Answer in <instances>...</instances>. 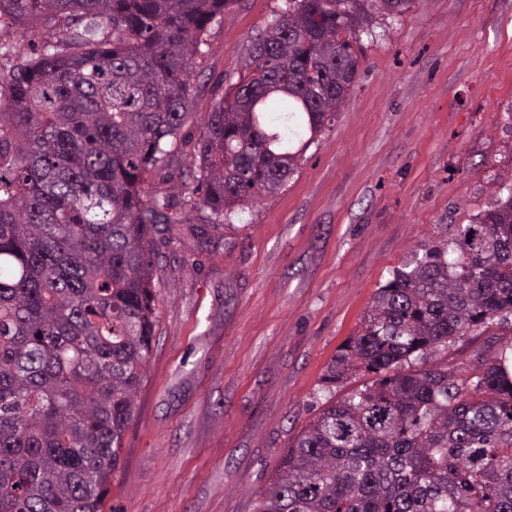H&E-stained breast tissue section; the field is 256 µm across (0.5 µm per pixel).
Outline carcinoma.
I'll list each match as a JSON object with an SVG mask.
<instances>
[{"mask_svg": "<svg viewBox=\"0 0 512 512\" xmlns=\"http://www.w3.org/2000/svg\"><path fill=\"white\" fill-rule=\"evenodd\" d=\"M234 0H0L53 32L0 68V512H102L156 327L152 192L201 45ZM410 0H288L207 113L197 197L222 223L274 194L358 76L360 32ZM512 314V189L377 289L323 388L329 401L255 512H512V375L434 357Z\"/></svg>", "mask_w": 512, "mask_h": 512, "instance_id": "obj_1", "label": "carcinoma"}]
</instances>
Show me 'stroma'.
<instances>
[{"label": "stroma", "mask_w": 512, "mask_h": 512, "mask_svg": "<svg viewBox=\"0 0 512 512\" xmlns=\"http://www.w3.org/2000/svg\"><path fill=\"white\" fill-rule=\"evenodd\" d=\"M286 0H234L191 79L174 174ZM348 102L276 194L230 222L178 201L160 247L153 354L103 512H253L254 493L323 408L321 377L376 290L512 184V0H412L362 34ZM512 318L449 344L473 370Z\"/></svg>", "instance_id": "stroma-1"}]
</instances>
